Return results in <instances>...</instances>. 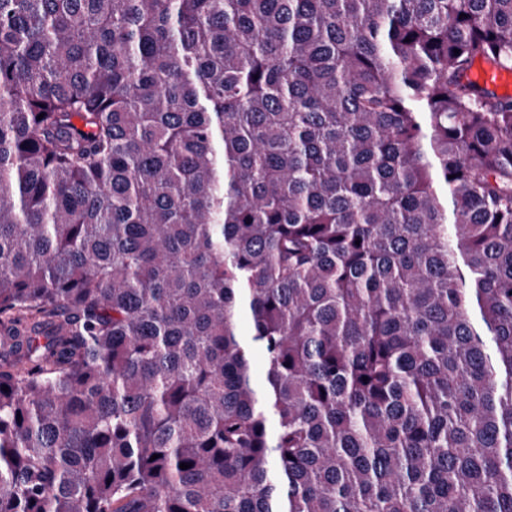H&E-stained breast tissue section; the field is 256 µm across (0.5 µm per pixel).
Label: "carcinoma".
<instances>
[{
    "instance_id": "obj_1",
    "label": "carcinoma",
    "mask_w": 512,
    "mask_h": 512,
    "mask_svg": "<svg viewBox=\"0 0 512 512\" xmlns=\"http://www.w3.org/2000/svg\"><path fill=\"white\" fill-rule=\"evenodd\" d=\"M477 60L512 0H0V512H512Z\"/></svg>"
}]
</instances>
